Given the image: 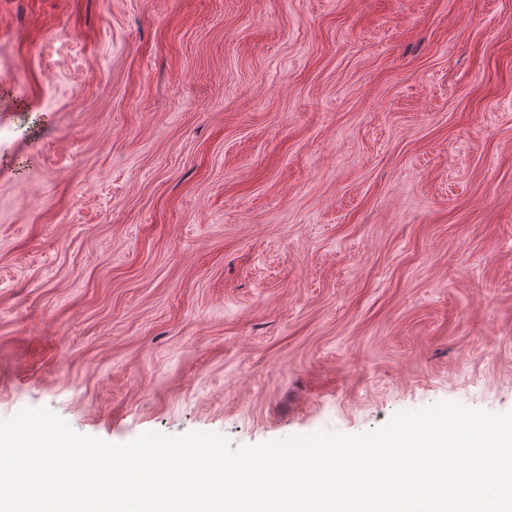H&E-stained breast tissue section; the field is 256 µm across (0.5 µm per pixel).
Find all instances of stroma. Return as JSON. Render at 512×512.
Listing matches in <instances>:
<instances>
[{
    "label": "stroma",
    "instance_id": "obj_1",
    "mask_svg": "<svg viewBox=\"0 0 512 512\" xmlns=\"http://www.w3.org/2000/svg\"><path fill=\"white\" fill-rule=\"evenodd\" d=\"M442 401L512 411V0H0V419Z\"/></svg>",
    "mask_w": 512,
    "mask_h": 512
}]
</instances>
